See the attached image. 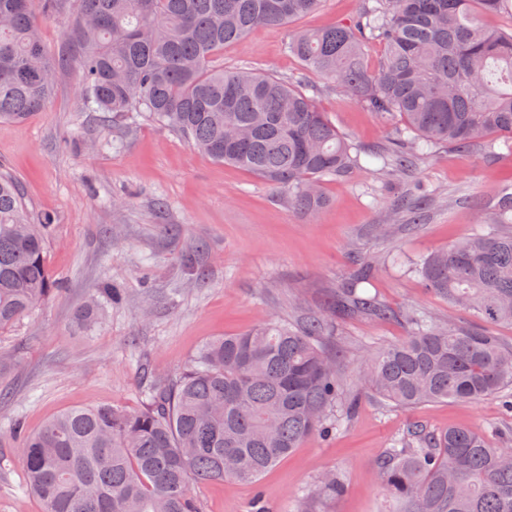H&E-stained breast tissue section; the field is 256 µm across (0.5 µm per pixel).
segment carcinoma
<instances>
[{
  "label": "carcinoma",
  "mask_w": 512,
  "mask_h": 512,
  "mask_svg": "<svg viewBox=\"0 0 512 512\" xmlns=\"http://www.w3.org/2000/svg\"><path fill=\"white\" fill-rule=\"evenodd\" d=\"M323 0H0V123H22L49 104L58 70L75 60L86 110L141 114L213 160L246 170L293 207L317 218L322 183L360 165V155L305 90L250 69L216 65L224 46L258 27L280 28ZM70 15L69 51L49 52L43 17ZM512 0H378L347 22L302 30L288 52L304 71L338 80L364 109L400 117L414 134L383 165L405 174L417 151L473 150L488 136L512 141ZM384 50L377 67L365 43ZM492 222L512 224V193L495 198ZM50 219L27 212L18 182L0 174V330L48 299ZM423 287L487 326L512 324V232L476 233L408 264ZM364 263L326 307L293 326L274 316L206 342L194 361L151 388L140 410L98 405L66 411L33 434L18 433L25 492L43 512H199L189 487L252 483L313 435H331L355 401L343 396L336 355L324 336L333 321H386L390 305L364 293ZM410 330L368 356L361 380L406 409L478 400L512 388V345L453 318L412 309ZM398 512H512V446L467 426L416 425L375 464ZM342 491L327 473L299 499V512Z\"/></svg>",
  "instance_id": "cac0c4a2"
}]
</instances>
